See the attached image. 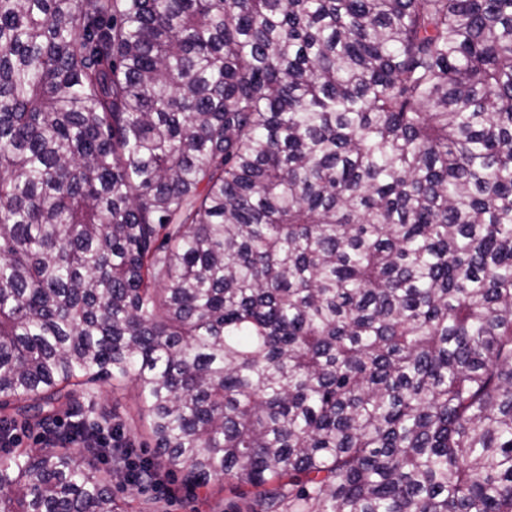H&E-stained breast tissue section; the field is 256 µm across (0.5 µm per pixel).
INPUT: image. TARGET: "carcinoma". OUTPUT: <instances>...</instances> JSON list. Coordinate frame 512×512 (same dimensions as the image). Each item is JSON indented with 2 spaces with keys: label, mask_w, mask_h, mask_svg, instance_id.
Returning a JSON list of instances; mask_svg holds the SVG:
<instances>
[{
  "label": "carcinoma",
  "mask_w": 512,
  "mask_h": 512,
  "mask_svg": "<svg viewBox=\"0 0 512 512\" xmlns=\"http://www.w3.org/2000/svg\"><path fill=\"white\" fill-rule=\"evenodd\" d=\"M129 378L250 512H512V0H0V512L122 510Z\"/></svg>",
  "instance_id": "1"
}]
</instances>
